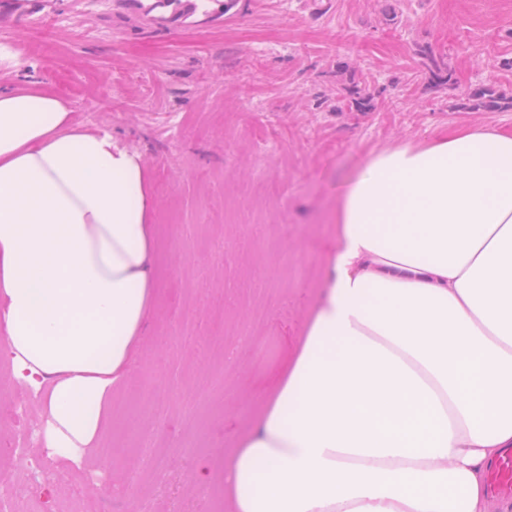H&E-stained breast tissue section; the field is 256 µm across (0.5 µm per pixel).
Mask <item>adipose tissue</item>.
Masks as SVG:
<instances>
[{
	"instance_id": "adipose-tissue-1",
	"label": "adipose tissue",
	"mask_w": 512,
	"mask_h": 512,
	"mask_svg": "<svg viewBox=\"0 0 512 512\" xmlns=\"http://www.w3.org/2000/svg\"><path fill=\"white\" fill-rule=\"evenodd\" d=\"M0 82V353L38 445L95 453L157 283L141 154ZM512 448V132L372 152L276 385L224 458V512H497ZM491 485L495 491L512 494V449H508L487 469Z\"/></svg>"
}]
</instances>
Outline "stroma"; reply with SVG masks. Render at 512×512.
<instances>
[{
    "label": "stroma",
    "instance_id": "1",
    "mask_svg": "<svg viewBox=\"0 0 512 512\" xmlns=\"http://www.w3.org/2000/svg\"><path fill=\"white\" fill-rule=\"evenodd\" d=\"M51 4L24 14L0 0V50L21 53L9 79L142 153L160 288L112 392L99 439L111 458L58 461L40 475V500L16 498L15 509L85 500L127 512L117 484L150 512H181L200 497L202 465L219 497L216 463L288 361L334 243L336 201L370 153L474 126L512 132V0H245L224 23L164 29L123 16L116 0ZM430 56L451 68L449 84L431 80ZM354 82L370 111L352 107ZM482 86L509 108L474 107ZM258 306L259 356L237 336ZM39 409L0 355V448ZM159 446L169 453L156 488L129 462Z\"/></svg>",
    "mask_w": 512,
    "mask_h": 512
}]
</instances>
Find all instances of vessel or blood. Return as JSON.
Returning a JSON list of instances; mask_svg holds the SVG:
<instances>
[{
	"instance_id": "b4317fda",
	"label": "vessel or blood",
	"mask_w": 512,
	"mask_h": 512,
	"mask_svg": "<svg viewBox=\"0 0 512 512\" xmlns=\"http://www.w3.org/2000/svg\"><path fill=\"white\" fill-rule=\"evenodd\" d=\"M123 7L132 19L168 27L222 20L233 4L231 0H125ZM487 472L494 490L512 494V449L506 450Z\"/></svg>"
}]
</instances>
